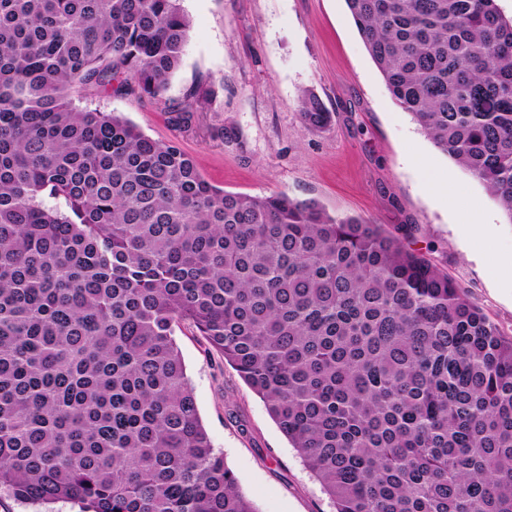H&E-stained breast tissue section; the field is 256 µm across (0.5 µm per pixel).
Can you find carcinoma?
Returning a JSON list of instances; mask_svg holds the SVG:
<instances>
[{
	"label": "carcinoma",
	"instance_id": "carcinoma-1",
	"mask_svg": "<svg viewBox=\"0 0 512 512\" xmlns=\"http://www.w3.org/2000/svg\"><path fill=\"white\" fill-rule=\"evenodd\" d=\"M346 4L394 102L512 222V18L496 0ZM189 30L180 0H0V496L257 512L201 423L183 325L334 512H512V338L404 245L413 225L227 192L178 145L73 106L161 96ZM299 114L332 119L311 90Z\"/></svg>",
	"mask_w": 512,
	"mask_h": 512
}]
</instances>
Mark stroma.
Segmentation results:
<instances>
[{
	"mask_svg": "<svg viewBox=\"0 0 512 512\" xmlns=\"http://www.w3.org/2000/svg\"><path fill=\"white\" fill-rule=\"evenodd\" d=\"M191 31L162 97L81 93L77 105L119 112L151 138L179 144L205 177L249 196L284 192L329 214L394 230L448 273L501 334L512 337V221L392 101L345 0H181ZM313 90L333 114L315 130L299 116ZM207 100L189 125L168 107ZM448 183L447 197L436 188ZM474 220L479 233L462 223ZM174 339L215 451L257 512H333L264 403L201 336Z\"/></svg>",
	"mask_w": 512,
	"mask_h": 512,
	"instance_id": "35a3bbf8",
	"label": "stroma"
}]
</instances>
